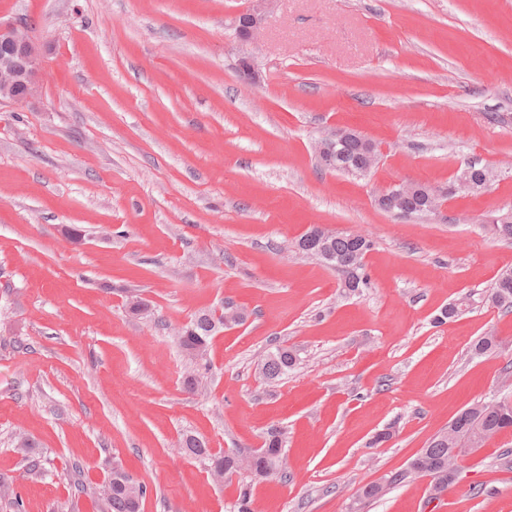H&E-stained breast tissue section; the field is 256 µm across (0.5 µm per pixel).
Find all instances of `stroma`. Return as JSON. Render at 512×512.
I'll list each match as a JSON object with an SVG mask.
<instances>
[{
    "mask_svg": "<svg viewBox=\"0 0 512 512\" xmlns=\"http://www.w3.org/2000/svg\"><path fill=\"white\" fill-rule=\"evenodd\" d=\"M250 5L0 0L45 66L33 99L0 104V512H103L74 484L116 464L147 484L141 512H234L246 476L214 482L180 442L254 448L272 427L288 477L254 484L252 512H450L455 497L512 512V429L467 454L446 500L407 473L512 371V312L483 299L512 268V241L486 229L512 210V0H273L244 44L233 21ZM339 128L377 145L369 175L319 167ZM469 163L492 180L449 193ZM403 181L449 197L381 210ZM315 225L372 241L363 292L298 252ZM469 293L472 309L436 323ZM134 295L146 311L129 312ZM228 300L247 319L211 338L205 388L188 392L175 333ZM489 332L501 348L471 356ZM279 346L300 362L265 379ZM416 187H418V189L414 191L411 197L404 200L395 199L392 210L384 203L383 200L379 202L380 207L386 212L407 216L417 215L420 208H423L420 210V215L434 213L442 206L441 203L438 205H432L434 197L426 186L416 184Z\"/></svg>",
    "mask_w": 512,
    "mask_h": 512,
    "instance_id": "obj_1",
    "label": "stroma"
}]
</instances>
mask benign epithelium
<instances>
[{"mask_svg":"<svg viewBox=\"0 0 512 512\" xmlns=\"http://www.w3.org/2000/svg\"><path fill=\"white\" fill-rule=\"evenodd\" d=\"M249 11L236 19L239 38L254 42L262 30L263 12L272 0H254ZM42 78L39 51L27 25L0 24V101L24 103L33 97ZM355 136L352 130H334L317 143L316 156L320 161L328 159L336 143Z\"/></svg>","mask_w":512,"mask_h":512,"instance_id":"7a95c632","label":"benign epithelium"}]
</instances>
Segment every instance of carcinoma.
<instances>
[{"label":"carcinoma","mask_w":512,"mask_h":512,"mask_svg":"<svg viewBox=\"0 0 512 512\" xmlns=\"http://www.w3.org/2000/svg\"><path fill=\"white\" fill-rule=\"evenodd\" d=\"M378 161V152L373 142L361 143L349 140L336 146L328 163L323 168L350 175H363L365 168H374ZM492 172L487 167L468 164L456 179V188L468 192H478L491 181ZM393 206L379 202L385 211L399 215H416L419 209L433 204L434 197L427 187L420 185L407 199H397ZM490 231L503 239L512 240V217L497 216L492 219ZM372 248V241L363 235H340L325 228L314 226L298 241L297 249L302 254L316 258L333 266L345 276L344 287L352 293H359L367 287L364 272V258ZM487 301L494 307L512 312V269L503 271L487 292ZM470 306V297L464 296L441 311L437 322L458 316ZM214 313L200 312L176 336V341L185 354L193 361L204 359L209 340L221 329L213 324ZM501 346L499 339L491 334L477 339L470 347L472 355L479 357L493 353ZM299 358L295 351L278 347L269 352L258 364L259 372L268 380L278 379L295 369ZM512 428V396L503 395L489 400H480L460 411L454 418L453 435L443 430L431 439L427 447L411 461V465L421 471V475L430 478L433 491L443 494L457 482L459 475L448 471V457L455 448L473 450L481 447L485 441L498 433ZM284 433L278 428L268 430L264 444L254 458L248 478L250 482L242 485L237 512H250L252 484L271 477H287V458L283 448ZM15 447L28 461V471L36 474L41 469L40 453L34 442L26 436L15 438ZM180 453L189 457L208 460L209 472L219 468L233 472L237 468L236 450L223 454H213L207 443L195 436H187L181 443ZM148 493L145 483L139 482L131 490L120 483L108 487L99 485L93 488L92 495L104 503L106 512H136L133 499L143 500Z\"/></svg>","instance_id":"obj_1"}]
</instances>
